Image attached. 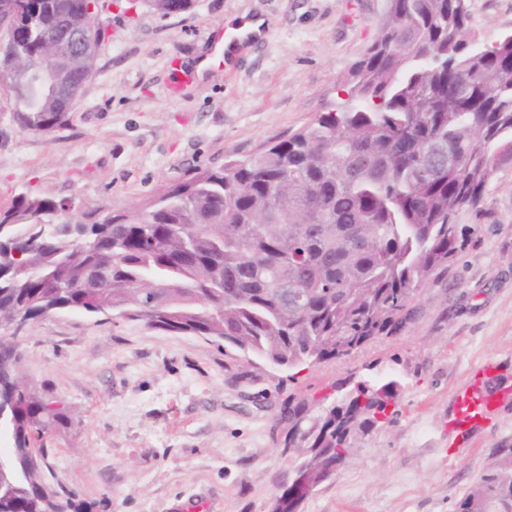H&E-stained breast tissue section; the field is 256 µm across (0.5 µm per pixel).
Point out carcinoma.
<instances>
[{
	"mask_svg": "<svg viewBox=\"0 0 512 512\" xmlns=\"http://www.w3.org/2000/svg\"><path fill=\"white\" fill-rule=\"evenodd\" d=\"M101 0H0L15 16V53L0 52V88L20 128L50 135L80 97L94 59L58 58L48 34L86 22ZM161 16L193 0H142ZM346 97L286 140L196 174L149 200L81 211L21 193L0 208V327L59 312L144 321L202 336L292 370L349 357L411 318L408 303L448 273L484 224L488 185L512 170V32L479 45L467 0H387V16L348 70ZM301 301H295V297ZM22 337L0 336V512H95L50 482L35 443L69 416L21 375ZM398 382H360L309 415L288 404L283 452L301 477L330 474L355 440L397 421ZM292 481L273 512H301ZM454 512H512V443Z\"/></svg>",
	"mask_w": 512,
	"mask_h": 512,
	"instance_id": "cac0c4a2",
	"label": "carcinoma"
}]
</instances>
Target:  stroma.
Returning a JSON list of instances; mask_svg holds the SVG:
<instances>
[{
	"mask_svg": "<svg viewBox=\"0 0 512 512\" xmlns=\"http://www.w3.org/2000/svg\"><path fill=\"white\" fill-rule=\"evenodd\" d=\"M468 3L481 42L512 31V0ZM253 16L266 20L263 37L197 76L215 30ZM385 16L386 0H194L169 17L107 0L95 74L65 127L20 129L0 90V206L28 192L120 208L287 139L336 102ZM174 57L194 75L176 94ZM487 204L496 223L416 293L398 333L292 377L140 322L62 312L27 326L23 377L69 415L43 436L56 480L103 512H269L292 479L281 454L289 401L331 402L390 377L397 423L362 437L303 512H453L495 446L512 442V404L466 437L448 429L473 366L490 360L512 377V171Z\"/></svg>",
	"mask_w": 512,
	"mask_h": 512,
	"instance_id": "35a3bbf8",
	"label": "stroma"
}]
</instances>
